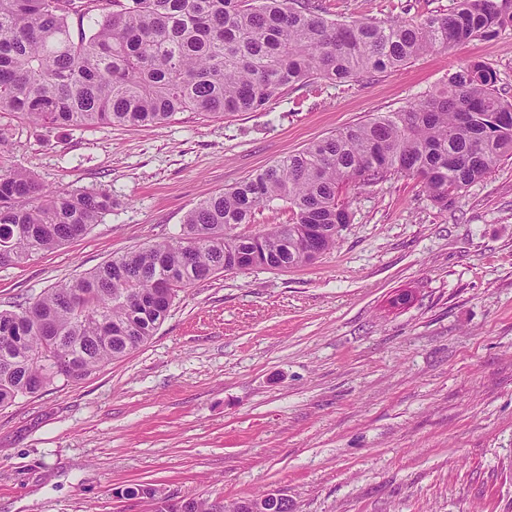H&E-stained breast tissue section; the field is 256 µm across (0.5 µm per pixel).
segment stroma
I'll return each mask as SVG.
<instances>
[{"label": "stroma", "mask_w": 512, "mask_h": 512, "mask_svg": "<svg viewBox=\"0 0 512 512\" xmlns=\"http://www.w3.org/2000/svg\"><path fill=\"white\" fill-rule=\"evenodd\" d=\"M328 5L383 20L452 0ZM467 59L512 97L509 30L258 112L53 131L0 114V173L116 201L85 236L0 266V309L177 235L206 198L422 99ZM342 198L350 222L313 262L196 282L135 351L0 409V512H150L116 498L134 484L279 490L293 512H512V157L445 210L412 175Z\"/></svg>", "instance_id": "obj_1"}]
</instances>
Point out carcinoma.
<instances>
[{"mask_svg":"<svg viewBox=\"0 0 512 512\" xmlns=\"http://www.w3.org/2000/svg\"><path fill=\"white\" fill-rule=\"evenodd\" d=\"M512 29V0H456L449 13L382 21L330 17L325 0H0V114L49 129L164 123L180 112H257L295 86L399 70L417 57ZM485 62L443 87L309 144L209 197L182 233L112 257L14 310H0V408L59 377L77 381L154 336L178 292L243 253L298 266L349 223L350 183L419 177L446 208L512 156V102ZM283 201L293 222L238 234ZM107 190H49L0 174V265L78 239L112 211ZM72 363L67 374L59 366Z\"/></svg>","mask_w":512,"mask_h":512,"instance_id":"cac0c4a2","label":"carcinoma"}]
</instances>
